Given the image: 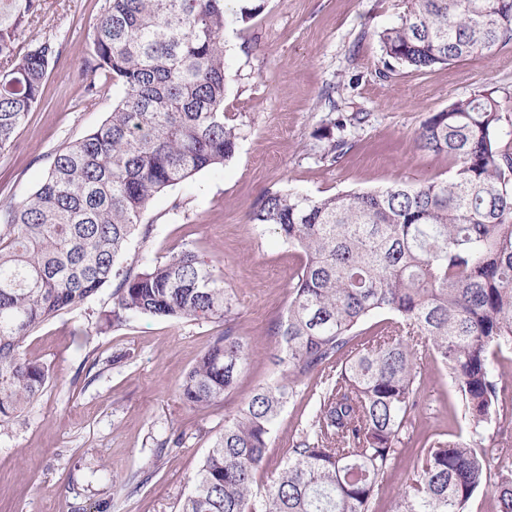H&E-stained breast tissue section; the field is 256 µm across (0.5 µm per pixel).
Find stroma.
I'll return each mask as SVG.
<instances>
[{
    "mask_svg": "<svg viewBox=\"0 0 512 512\" xmlns=\"http://www.w3.org/2000/svg\"><path fill=\"white\" fill-rule=\"evenodd\" d=\"M104 0H46L27 28L50 36L61 55L41 105L10 146L0 150V210L41 182L61 144L87 134L123 96L121 87L86 101L90 35ZM404 0H267L246 23L224 30V109L241 129L223 166L200 171L157 194L143 215L148 241L133 238L122 264L165 262L189 249L206 258L232 296L234 332L250 351L236 388L203 410L185 406L178 389L222 326L141 316L99 329L110 288L45 323L23 346L44 364L50 383L18 421L0 430V512H174L191 490L225 417L279 375L270 333L283 317L302 254L247 221L269 190L311 196L370 191L397 180L448 175V159L417 149L433 114L478 92L499 101L501 145L512 147V44L447 66L388 72L379 34L399 22ZM364 122L353 123L355 114ZM343 117L352 144L339 163L321 160L318 134ZM427 409L415 430L466 439L468 417L447 372L423 358ZM314 380L293 388L263 463L270 478L288 459L302 421L314 411Z\"/></svg>",
    "mask_w": 512,
    "mask_h": 512,
    "instance_id": "35a3bbf8",
    "label": "stroma"
}]
</instances>
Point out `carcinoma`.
Listing matches in <instances>:
<instances>
[{"instance_id":"carcinoma-1","label":"carcinoma","mask_w":512,"mask_h":512,"mask_svg":"<svg viewBox=\"0 0 512 512\" xmlns=\"http://www.w3.org/2000/svg\"><path fill=\"white\" fill-rule=\"evenodd\" d=\"M44 0H0V149L41 103L60 56L56 40L23 39ZM105 0L86 71L89 87L119 85L109 117L64 143L39 188L0 211V428L44 391L48 370L24 355L46 322L112 288V326L138 316L230 323L232 298L191 250L163 264L120 268L150 200L224 165L240 128L224 113V28L264 0ZM384 55L421 71L512 43V0H407L384 29ZM500 107L487 93L460 98L417 133L448 157L446 179L395 181L361 193L313 197L268 191L249 223L272 229L303 263L286 315L272 327L281 374L259 387L215 436L177 512H255L256 476L279 416L304 379H319L313 414L266 485L260 512H369L387 472L412 445L416 466L391 512H466L495 472L498 512H512V452L484 443L512 405V152L500 145ZM330 121L320 159L349 149ZM387 315L365 342L362 326ZM451 378L471 425L467 441L407 436L423 408L420 361ZM249 359L228 326L185 375L181 399L201 409L236 385Z\"/></svg>"}]
</instances>
